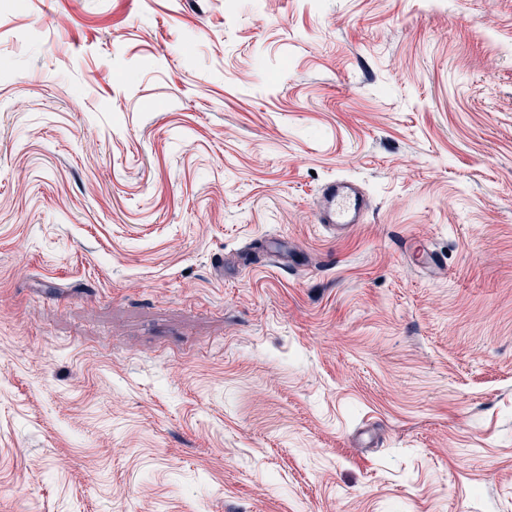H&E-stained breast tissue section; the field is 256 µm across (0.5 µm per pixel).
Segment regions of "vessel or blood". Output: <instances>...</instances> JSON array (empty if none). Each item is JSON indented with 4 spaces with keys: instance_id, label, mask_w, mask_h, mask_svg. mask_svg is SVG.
Listing matches in <instances>:
<instances>
[{
    "instance_id": "1",
    "label": "vessel or blood",
    "mask_w": 512,
    "mask_h": 512,
    "mask_svg": "<svg viewBox=\"0 0 512 512\" xmlns=\"http://www.w3.org/2000/svg\"><path fill=\"white\" fill-rule=\"evenodd\" d=\"M369 208L366 190L357 181L340 177L322 186L314 201L315 221L341 234L352 225L363 223Z\"/></svg>"
}]
</instances>
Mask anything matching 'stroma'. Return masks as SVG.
Returning <instances> with one entry per match:
<instances>
[{"instance_id": "35a3bbf8", "label": "stroma", "mask_w": 512, "mask_h": 512, "mask_svg": "<svg viewBox=\"0 0 512 512\" xmlns=\"http://www.w3.org/2000/svg\"><path fill=\"white\" fill-rule=\"evenodd\" d=\"M0 512H512V0H0ZM369 208V195L357 181L336 178L322 186L314 201L315 222L340 235L353 224L363 223Z\"/></svg>"}]
</instances>
